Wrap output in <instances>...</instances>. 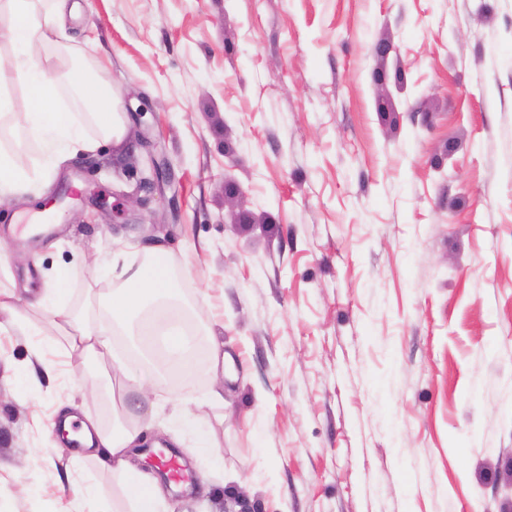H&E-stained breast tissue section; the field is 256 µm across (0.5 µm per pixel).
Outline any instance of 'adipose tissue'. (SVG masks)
I'll return each instance as SVG.
<instances>
[{
  "label": "adipose tissue",
  "instance_id": "obj_1",
  "mask_svg": "<svg viewBox=\"0 0 512 512\" xmlns=\"http://www.w3.org/2000/svg\"><path fill=\"white\" fill-rule=\"evenodd\" d=\"M66 8V0H0V14L8 16L7 23L0 26V41L15 49L11 66L27 83L30 107L26 122L30 132L38 139L66 144L74 152L90 151L94 144L84 138L80 122L57 105L58 86L78 94L104 137L121 141L126 128L109 87L93 80L83 68L60 72L51 66L47 50L56 43ZM67 283V270L59 269L54 279L55 301L39 300L30 308L56 327L68 348L108 362L114 375L141 387L147 385L149 377L168 370L186 379L193 377L192 341L182 329L181 315L169 308L170 302L178 299L179 289L164 255H152L128 267L121 285L93 293L79 313L60 301ZM119 330L134 346L162 340L158 355H141L145 373L131 371L126 358L116 353L113 336ZM78 438L88 457L126 478L133 512H165L157 479L133 462L134 450L141 443L140 430L118 426L105 432L91 422L83 425Z\"/></svg>",
  "mask_w": 512,
  "mask_h": 512
}]
</instances>
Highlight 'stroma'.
I'll list each match as a JSON object with an SVG mask.
<instances>
[{"label":"stroma","instance_id":"35a3bbf8","mask_svg":"<svg viewBox=\"0 0 512 512\" xmlns=\"http://www.w3.org/2000/svg\"><path fill=\"white\" fill-rule=\"evenodd\" d=\"M52 50L117 94L127 133L56 162L24 79L0 150V289L68 303L164 250L210 371L115 402L57 329L0 333V512H130L60 410L150 421L175 512H512V0H78ZM55 366L17 380L31 341ZM184 409L188 424L172 417ZM205 433L208 451L196 447ZM29 177L13 153H0V197H10L27 191Z\"/></svg>","mask_w":512,"mask_h":512}]
</instances>
